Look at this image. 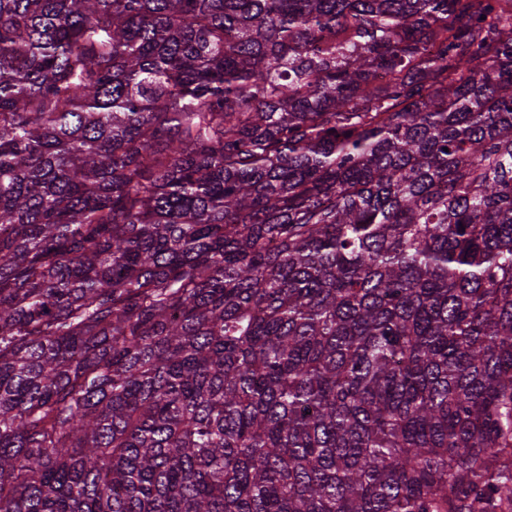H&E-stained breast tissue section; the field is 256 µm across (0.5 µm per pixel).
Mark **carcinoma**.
<instances>
[{
	"label": "carcinoma",
	"instance_id": "obj_1",
	"mask_svg": "<svg viewBox=\"0 0 512 512\" xmlns=\"http://www.w3.org/2000/svg\"><path fill=\"white\" fill-rule=\"evenodd\" d=\"M0 512H512V0H0Z\"/></svg>",
	"mask_w": 512,
	"mask_h": 512
}]
</instances>
